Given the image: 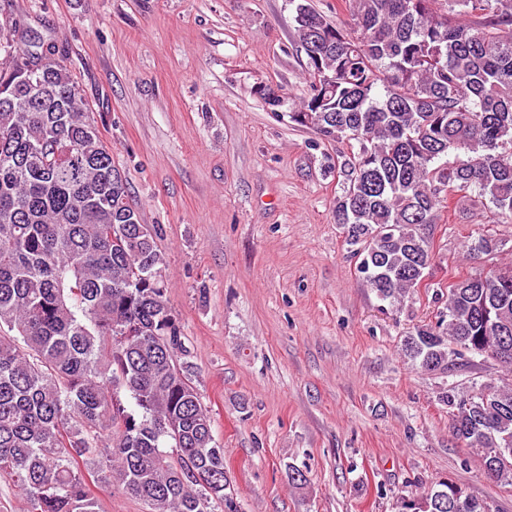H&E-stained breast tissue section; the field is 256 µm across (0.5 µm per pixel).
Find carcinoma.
<instances>
[{"label":"carcinoma","mask_w":512,"mask_h":512,"mask_svg":"<svg viewBox=\"0 0 512 512\" xmlns=\"http://www.w3.org/2000/svg\"><path fill=\"white\" fill-rule=\"evenodd\" d=\"M345 4L347 22L308 0L293 17L295 44L332 81L308 73L298 104L266 86L256 94L322 140L352 136L334 220L370 288L400 308L433 270L426 227L451 199L473 196L512 221V0ZM18 28L0 22V476L34 512H97L78 465L95 457L147 512H240L190 381L158 229L130 202L63 56L15 45ZM497 247L484 235L469 254ZM402 352L442 372L493 354L512 373V266L450 285ZM120 389L132 406L116 399ZM442 402L484 474L512 488V383L451 388ZM404 509L489 512L450 480Z\"/></svg>","instance_id":"1"}]
</instances>
